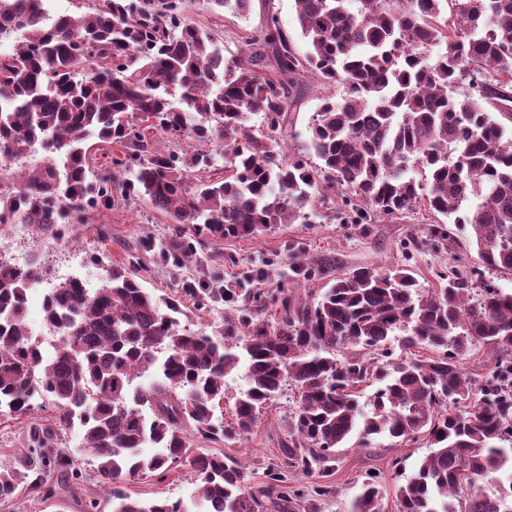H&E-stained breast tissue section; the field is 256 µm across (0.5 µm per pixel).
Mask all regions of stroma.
<instances>
[{
  "mask_svg": "<svg viewBox=\"0 0 512 512\" xmlns=\"http://www.w3.org/2000/svg\"><path fill=\"white\" fill-rule=\"evenodd\" d=\"M273 15L278 17L297 52L305 53L307 42L297 24L294 0H251L248 13L243 15L227 9H210L204 0H190L186 12L191 24L220 41L228 58L238 56L246 34L261 30ZM339 93V87L324 85L317 76H308L302 87L303 103L294 116L293 152H302L309 137L308 126L323 98ZM443 222V216L420 208L382 218L364 230L349 223L340 203L330 200L319 208L311 223L278 224L251 237L220 238L197 233L188 224H172L167 216L145 202L119 198L111 207L89 211L83 223L61 225L53 231L35 224L18 229L2 224L0 245L5 246L10 257L21 253L34 256L47 269V280L52 284L75 272L88 278L91 285H98L103 271L89 263L88 258L101 253L112 265L132 264L143 287L158 295L174 293L187 282L198 288H263L270 292L282 288L292 296L310 300L323 292L328 277L317 273L307 276L290 266L285 257L289 244L302 247L311 261L329 265L336 275L360 266L378 270L409 266L421 290L428 293L438 287L437 274L446 270L450 253L461 255L469 264L477 262L473 246L464 241L451 249L425 246L431 228ZM177 230L193 243L197 258L175 274L163 262L161 248ZM296 400L293 387H284L276 401L261 413L250 433L240 440L213 442L197 436L194 445L206 452L241 460L251 485L265 482L268 467L280 457L279 441L285 436L286 422L295 410ZM36 425L58 433L69 450L71 470L76 477L65 492L49 501L31 487L20 488L13 501L0 504V512H78V501L108 497V490L101 488L93 476L95 462L82 446L80 428L62 425L59 411L51 406L23 417L0 415V464L24 449L29 430ZM429 451L422 440L395 449L381 445L363 448L357 438L348 439L333 462L329 481L335 491L322 502L321 512H352L359 485L371 469L383 473L385 512H396L395 490L403 479L388 471V460L404 457L405 467L410 470ZM124 489L142 500L178 499L187 512H202L196 496V477L188 466L177 468L165 481L134 479L125 482Z\"/></svg>",
  "mask_w": 512,
  "mask_h": 512,
  "instance_id": "35a3bbf8",
  "label": "stroma"
}]
</instances>
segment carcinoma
<instances>
[{"instance_id": "1", "label": "carcinoma", "mask_w": 512, "mask_h": 512, "mask_svg": "<svg viewBox=\"0 0 512 512\" xmlns=\"http://www.w3.org/2000/svg\"><path fill=\"white\" fill-rule=\"evenodd\" d=\"M239 14L249 0H206ZM308 49L295 52L276 17L226 59L214 37L187 23V0H102L80 17L41 22L43 0H0V160L34 143L42 165L0 192V224H80L89 203L110 206L116 171L96 182L90 139L120 148L128 195L199 233L243 238L274 224L308 223L307 208L338 190L369 223L424 205L453 220L477 249L474 270L512 274V131L488 110L512 114V0H295ZM340 84L313 115L307 150L294 140L292 112L303 74ZM471 92L451 94L449 85ZM259 115L265 131L248 117ZM144 123L172 139L211 146L189 158L163 152ZM224 157V180L203 177ZM421 178L406 176L410 166ZM181 233L162 258L192 256ZM37 265L0 256V413L27 415L50 404L75 422L112 488V512H183L170 498L149 501L118 483L165 479L180 465L199 480L206 512H319L325 483L285 492L291 474L327 476L336 449L355 432L362 448L378 437L400 446L427 440L396 492L397 512H512V289L443 276L429 295L408 268L357 267L312 302L282 297L271 324L255 309L265 295L185 287L199 308L231 309L213 335L182 326L181 298H161L126 267L101 285L68 278L49 289L44 320L63 334L46 357L25 322V292ZM487 346L493 360L476 376L463 361ZM431 351L429 357L421 356ZM246 364L247 389L224 426V378ZM157 374L152 385L135 381ZM377 384L363 414L359 387ZM299 394L281 458L268 482L248 485L243 465L205 453L188 438L231 441L248 433L283 386ZM151 442L159 451L145 456ZM53 462L61 480L43 478ZM69 457L57 433L33 427L28 451L0 465V501L29 484L53 499L68 483ZM508 484L488 493L481 482ZM382 475L368 472L353 512H384Z\"/></svg>"}]
</instances>
